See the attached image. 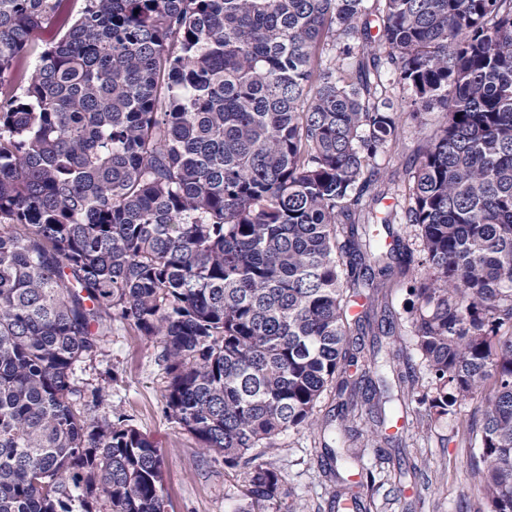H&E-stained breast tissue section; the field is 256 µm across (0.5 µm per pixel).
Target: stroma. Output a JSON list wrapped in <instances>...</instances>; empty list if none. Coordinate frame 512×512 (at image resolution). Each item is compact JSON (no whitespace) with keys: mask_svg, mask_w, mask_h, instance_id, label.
<instances>
[{"mask_svg":"<svg viewBox=\"0 0 512 512\" xmlns=\"http://www.w3.org/2000/svg\"><path fill=\"white\" fill-rule=\"evenodd\" d=\"M159 352L156 343L116 325L102 355L78 375L105 386L113 407L129 415L160 448L167 512H236L244 500L247 472L226 468L222 459L203 452L190 434L165 416ZM470 411L466 404L456 416L438 421L422 448L412 445L420 430L417 414L401 405L388 411L386 434L394 441L390 456L382 458L378 449L369 447L365 463L386 474L393 470V459L405 456L423 467L421 474L403 478L400 485L385 483L389 503L383 512H473L468 453L459 433ZM334 438L331 428L322 436L288 431L262 456L281 470L306 512H329L333 485L321 471L322 444Z\"/></svg>","mask_w":512,"mask_h":512,"instance_id":"1","label":"stroma"}]
</instances>
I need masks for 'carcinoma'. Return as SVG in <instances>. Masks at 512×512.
I'll return each instance as SVG.
<instances>
[{
    "mask_svg": "<svg viewBox=\"0 0 512 512\" xmlns=\"http://www.w3.org/2000/svg\"><path fill=\"white\" fill-rule=\"evenodd\" d=\"M64 2L0 0V512H167L160 449L77 377L116 323L161 348L164 413L249 468L238 512H302L255 450L325 394L331 512H379L362 448L405 397L427 439L476 403L474 496L512 512V0H84L14 90ZM413 122L399 194L377 159ZM67 26L62 28L60 23L45 24L44 28L34 34L35 47L21 56L15 63L10 73V81L14 88L24 86L29 74L34 70L38 63L40 51L44 42L54 35L61 36L66 31Z\"/></svg>",
    "mask_w": 512,
    "mask_h": 512,
    "instance_id": "obj_1",
    "label": "carcinoma"
}]
</instances>
